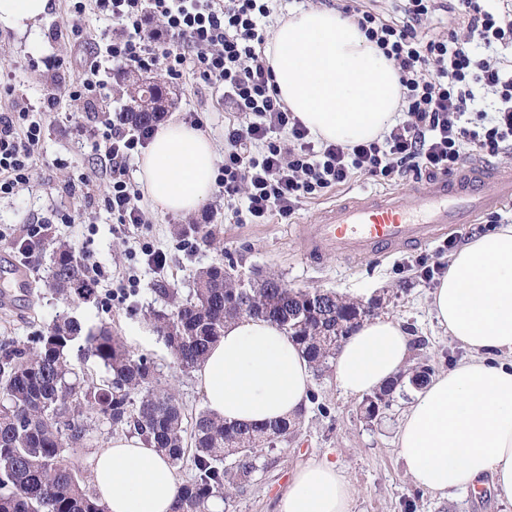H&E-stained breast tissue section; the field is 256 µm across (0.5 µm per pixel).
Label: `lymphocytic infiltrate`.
Returning <instances> with one entry per match:
<instances>
[{
    "label": "lymphocytic infiltrate",
    "mask_w": 512,
    "mask_h": 512,
    "mask_svg": "<svg viewBox=\"0 0 512 512\" xmlns=\"http://www.w3.org/2000/svg\"><path fill=\"white\" fill-rule=\"evenodd\" d=\"M71 40H86L87 9L116 22L88 53L79 81L47 89L42 109L59 98L87 106L104 96L111 73L158 67L174 79L192 73L223 88L224 162L216 179L224 208L239 224L291 215L306 199L362 174L394 182L456 171L467 157L512 152V59L492 53L512 43V9H483L480 0H397L395 15L349 0L341 8L393 64L401 86V118L383 136L356 144L312 136L279 97L265 49L271 0H68ZM448 13L460 28L430 36L434 17ZM46 121L27 106L0 107V198L34 176V152ZM156 132L94 119L89 142L95 164L70 180L72 193L106 181L101 204L116 223L148 219L129 163Z\"/></svg>",
    "instance_id": "f902f5d3"
}]
</instances>
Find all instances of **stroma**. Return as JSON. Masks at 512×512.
Wrapping results in <instances>:
<instances>
[{
	"label": "stroma",
	"instance_id": "stroma-1",
	"mask_svg": "<svg viewBox=\"0 0 512 512\" xmlns=\"http://www.w3.org/2000/svg\"><path fill=\"white\" fill-rule=\"evenodd\" d=\"M50 4L36 29L21 34L0 25V75L8 76L13 88L12 95L0 97V102L23 103L36 109L47 87L46 76H55L63 83L81 77L79 53L64 37L69 22L65 0H50ZM168 85L173 102L163 115L164 121L201 124L216 148H223V90L190 75L169 80ZM91 164L85 135L51 124L33 180L15 195L0 198V230L10 234L25 224L50 222L49 238L70 242L79 256H93L111 275L135 276L134 293L125 301L108 303L104 300L107 289L102 286L95 301L65 306L48 286L50 251L40 247L30 270L31 291H15L0 301V344L29 342L65 310L87 325L106 323L118 336L132 335L147 324L150 311L166 309V289L188 295L195 272L220 262L244 277L256 272L274 274L295 289H329L357 301L380 300L383 316L400 321L410 333L411 364L425 363L440 371L467 357V350L437 325L429 305L434 284L422 277L414 262L421 256L447 263L450 243L461 244L473 235L492 231L487 218L456 228L418 249L378 259L362 256L339 260L329 256L312 266L301 254L300 226L309 224L321 208L336 200L363 190H385V183L356 177L345 186L305 200L291 216L276 215L266 224L226 223L224 199L215 193L186 217L147 209L146 226L136 230L113 223L100 203L63 192V184ZM65 214L71 215V222H62ZM185 223L207 225L211 241L195 239L193 252L182 251L180 229ZM146 242L166 254L164 273H155L146 265L141 252ZM133 350L148 357L161 377L175 386L186 417L204 409L194 374L176 368L159 337L134 345ZM311 393L313 399L302 411L296 434L276 448L258 450V469L251 483L220 502L221 512H277L278 500L293 471L309 460L324 457L335 461L355 487L352 512H512V504L499 501L487 487L479 492L467 488L440 494L413 483L395 445L402 415L413 399L412 387H405L378 420L370 423L359 413V398L337 387L333 371L312 376Z\"/></svg>",
	"mask_w": 512,
	"mask_h": 512
}]
</instances>
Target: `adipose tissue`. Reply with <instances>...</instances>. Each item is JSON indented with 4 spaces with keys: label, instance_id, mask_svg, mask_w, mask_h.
Here are the masks:
<instances>
[{
    "label": "adipose tissue",
    "instance_id": "adipose-tissue-1",
    "mask_svg": "<svg viewBox=\"0 0 512 512\" xmlns=\"http://www.w3.org/2000/svg\"><path fill=\"white\" fill-rule=\"evenodd\" d=\"M280 98L317 138L356 143L380 137L398 117L392 63L357 25L330 8L297 9L265 51ZM218 156L199 128L170 122L142 153L144 196L162 213L188 215L212 195ZM437 324L471 352L434 376L406 410L397 448L416 486L441 494L490 480L512 503V225L473 237L454 253L431 292ZM402 324L377 317L336 353L338 387L372 392L409 361ZM312 368L277 325L242 317L195 371L208 411L229 423L299 415ZM92 483L107 512H171L179 482L171 461L136 435L113 438L93 458ZM356 490L328 459L296 469L278 512H351Z\"/></svg>",
    "mask_w": 512,
    "mask_h": 512
}]
</instances>
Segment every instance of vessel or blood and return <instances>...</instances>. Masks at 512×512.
<instances>
[{
	"mask_svg": "<svg viewBox=\"0 0 512 512\" xmlns=\"http://www.w3.org/2000/svg\"><path fill=\"white\" fill-rule=\"evenodd\" d=\"M510 203L512 172L468 163L455 175L420 181L407 191L361 195L327 207L304 234L303 253L313 265L328 253L381 257L425 246Z\"/></svg>",
	"mask_w": 512,
	"mask_h": 512,
	"instance_id": "vessel-or-blood-1",
	"label": "vessel or blood"
}]
</instances>
